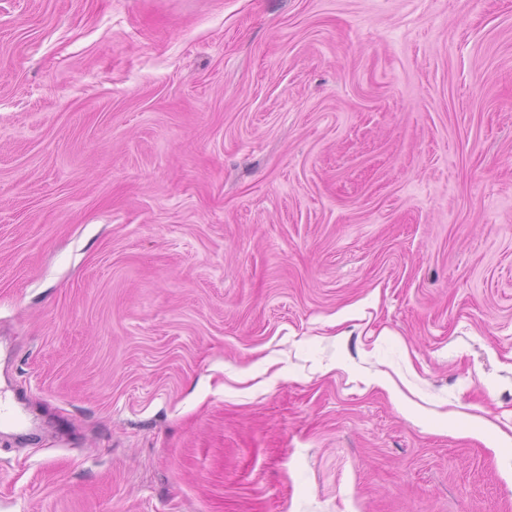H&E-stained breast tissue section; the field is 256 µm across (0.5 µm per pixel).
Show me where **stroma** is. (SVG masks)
I'll return each mask as SVG.
<instances>
[{"mask_svg":"<svg viewBox=\"0 0 512 512\" xmlns=\"http://www.w3.org/2000/svg\"><path fill=\"white\" fill-rule=\"evenodd\" d=\"M0 512H512V0H0Z\"/></svg>","mask_w":512,"mask_h":512,"instance_id":"stroma-1","label":"stroma"}]
</instances>
